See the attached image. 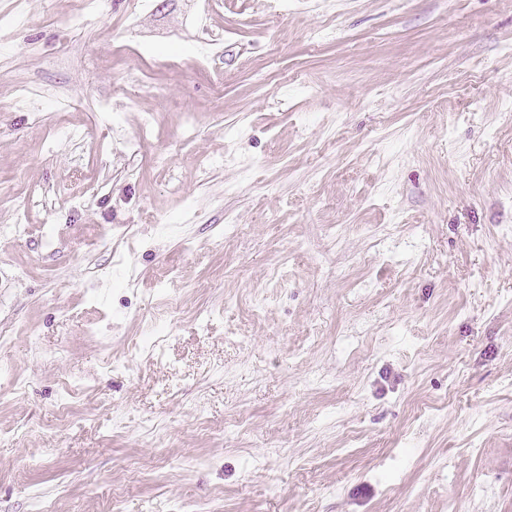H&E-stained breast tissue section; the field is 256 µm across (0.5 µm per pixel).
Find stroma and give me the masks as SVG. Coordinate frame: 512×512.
I'll return each instance as SVG.
<instances>
[{
    "label": "stroma",
    "mask_w": 512,
    "mask_h": 512,
    "mask_svg": "<svg viewBox=\"0 0 512 512\" xmlns=\"http://www.w3.org/2000/svg\"><path fill=\"white\" fill-rule=\"evenodd\" d=\"M67 11L0 0V512H512V0Z\"/></svg>",
    "instance_id": "stroma-1"
}]
</instances>
